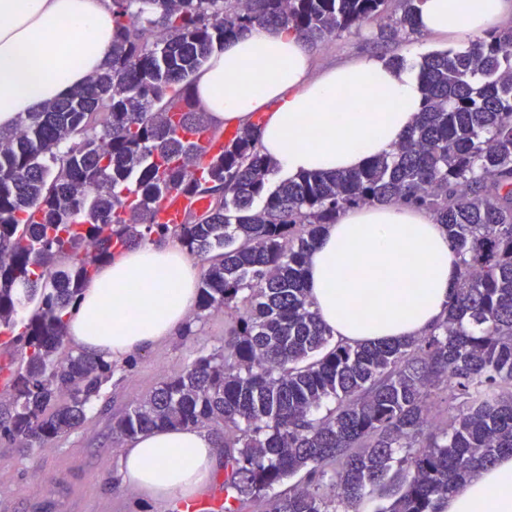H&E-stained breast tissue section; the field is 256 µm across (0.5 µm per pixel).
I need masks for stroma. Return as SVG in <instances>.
<instances>
[{"mask_svg": "<svg viewBox=\"0 0 512 512\" xmlns=\"http://www.w3.org/2000/svg\"><path fill=\"white\" fill-rule=\"evenodd\" d=\"M376 30L370 24L360 32L313 43L314 73L367 55L387 61L398 57L415 70L425 55L454 46L419 32L399 44L378 43ZM233 323L226 311L215 312L197 324L194 335L161 340L136 356L133 366L114 362L111 378L88 408L85 426L54 447L23 450L0 440V512H181V504L158 506L122 489L112 420L163 378L219 346Z\"/></svg>", "mask_w": 512, "mask_h": 512, "instance_id": "35a3bbf8", "label": "stroma"}]
</instances>
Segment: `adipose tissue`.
I'll return each instance as SVG.
<instances>
[{
	"instance_id": "adipose-tissue-1",
	"label": "adipose tissue",
	"mask_w": 512,
	"mask_h": 512,
	"mask_svg": "<svg viewBox=\"0 0 512 512\" xmlns=\"http://www.w3.org/2000/svg\"><path fill=\"white\" fill-rule=\"evenodd\" d=\"M512 0H421L419 30L478 40ZM112 50V0H0V130L24 112L83 87ZM308 41L257 27L227 42L196 75L213 125L239 128L266 115L262 149L288 175L352 171L391 152L422 108L417 74L364 57L311 73ZM166 270L176 288L161 283ZM200 268L177 243L151 240L101 266L67 319L76 348L130 359L172 336L195 311ZM459 257L444 225L401 204L344 212L308 260L309 300L335 340L351 345L417 337L443 316ZM218 448L200 428L152 430L120 450L124 488L164 505L212 477ZM446 512H512V456L475 472Z\"/></svg>"
}]
</instances>
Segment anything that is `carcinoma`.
Returning <instances> with one entry per match:
<instances>
[{"instance_id": "cac0c4a2", "label": "carcinoma", "mask_w": 512, "mask_h": 512, "mask_svg": "<svg viewBox=\"0 0 512 512\" xmlns=\"http://www.w3.org/2000/svg\"><path fill=\"white\" fill-rule=\"evenodd\" d=\"M112 0V54L87 84L0 130V438L45 448L87 422L112 363L70 344L66 317L99 267L153 237L204 264L196 323L238 312L229 337L112 422V438L155 428L224 431V503L245 512L301 471L267 512H444L480 467L512 455V28L425 56L423 105L394 149L356 171L270 186L262 123L216 133L191 89L224 43L255 27L307 41L359 31L398 44L420 0ZM173 193L207 201L160 221ZM406 203L448 227L460 277L448 312L416 338L351 346L311 309L307 259L347 209ZM31 305L18 325L22 303ZM455 414L434 425L435 396Z\"/></svg>"}]
</instances>
